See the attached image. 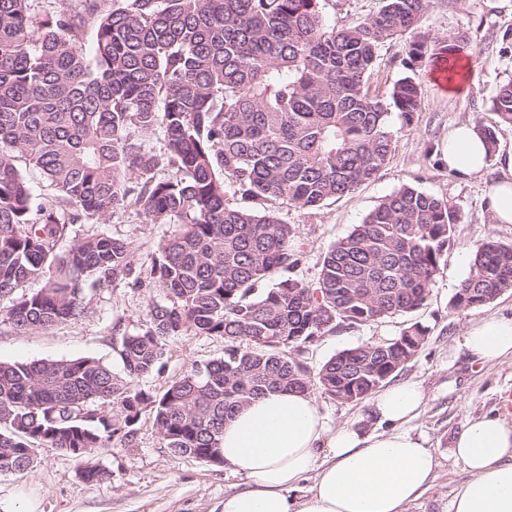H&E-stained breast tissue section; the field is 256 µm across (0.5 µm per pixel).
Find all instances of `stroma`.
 Masks as SVG:
<instances>
[{
  "instance_id": "obj_1",
  "label": "stroma",
  "mask_w": 512,
  "mask_h": 512,
  "mask_svg": "<svg viewBox=\"0 0 512 512\" xmlns=\"http://www.w3.org/2000/svg\"><path fill=\"white\" fill-rule=\"evenodd\" d=\"M383 0H323L328 25L357 24L376 13ZM512 30V0H430L411 29L387 41L370 73L371 95L386 97L393 84L413 77L421 89V104L411 125L397 130L391 155L372 181L354 192L317 208L271 203L284 223L296 229L294 244L302 261L294 276L316 282L328 247L346 235L382 200L405 185L448 201L461 219L455 242L441 262L426 305L418 312L392 317L320 336L305 346L301 358L311 370L337 352L362 343L396 338L412 323L427 329L423 347L397 374V381L418 383L427 396L414 433L424 434L438 460L431 488L409 512H449L451 498L464 474L448 455L452 439L469 418L499 413V400L512 389V360L495 365L471 362L462 346L470 322L491 316L512 317V291L478 308L457 309L451 304L460 281L469 271L476 248L492 239L512 245V224L490 220L487 190L499 173L498 158L512 152V127L499 124L492 99L500 86L512 81V49L501 37ZM451 36L464 37L462 57L478 65L461 93L448 92L433 75L429 59L406 69L403 60L413 43L434 47ZM474 123L497 129L498 143L481 179L462 178L448 170L444 150L450 131ZM173 230L169 224L146 221L131 206L106 220L75 225L77 237L104 233L131 242L135 263L145 266L159 242ZM166 292L149 277L128 279L91 292L84 312L75 320L49 329L16 331L0 322V361L75 359L90 356L119 368L113 342L136 330L152 303L164 302ZM224 341L191 333L168 340L155 373L139 383L150 392L161 391L193 365L224 355ZM316 400L328 427L354 423L374 427L370 401L342 402L324 394ZM133 440L115 435L88 454L89 464L112 473L106 485L84 480L78 460L53 448H36L31 469L0 474V512H222L226 493L241 489V474L221 464L174 455L166 447L150 410H143L134 426Z\"/></svg>"
}]
</instances>
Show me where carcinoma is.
I'll return each instance as SVG.
<instances>
[{
	"label": "carcinoma",
	"instance_id": "cac0c4a2",
	"mask_svg": "<svg viewBox=\"0 0 512 512\" xmlns=\"http://www.w3.org/2000/svg\"><path fill=\"white\" fill-rule=\"evenodd\" d=\"M35 2L0 0V296L44 285L3 320L48 329L75 319L90 292L130 278L129 241L91 234L65 248L74 225L132 201L151 223L179 228L147 270L167 301L123 335L121 372L93 357L0 362V474L31 468L34 441L66 453L118 433L130 442L146 408L173 453L219 464L224 421L261 395L318 388L359 403L395 377L424 344L418 322L336 353L314 375L295 351L422 309L457 209L402 187L329 246L306 284L292 276L294 227L258 206L319 207L379 175L394 123L411 124L420 90L405 76L386 102L366 79L382 44L414 26L428 0H385L340 28L323 21L322 0ZM463 43H437L432 61H453ZM492 108L512 126L511 82ZM156 134L159 151L146 143ZM24 165L47 193H35ZM509 290L512 246L489 240L451 303L481 307ZM187 332L223 338L224 357L160 392L133 388L157 369L167 339ZM82 476L111 480L95 465Z\"/></svg>",
	"mask_w": 512,
	"mask_h": 512
}]
</instances>
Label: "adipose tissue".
<instances>
[{"label": "adipose tissue", "instance_id": "1", "mask_svg": "<svg viewBox=\"0 0 512 512\" xmlns=\"http://www.w3.org/2000/svg\"><path fill=\"white\" fill-rule=\"evenodd\" d=\"M490 152L473 124L448 136L449 170L483 175ZM488 193L493 223L512 224V154ZM463 346L474 361L512 358V317L469 324ZM425 403L417 383L395 384L373 399L377 429H329L310 393L271 392L224 424L221 456L245 476V488L225 494L223 512H407L431 486L438 465L423 436L408 425ZM448 453L465 478L450 512H512V422L496 415L469 419ZM311 486L303 499L294 492Z\"/></svg>", "mask_w": 512, "mask_h": 512}]
</instances>
